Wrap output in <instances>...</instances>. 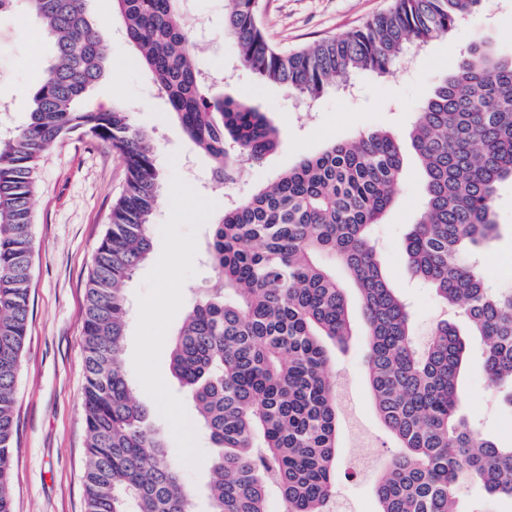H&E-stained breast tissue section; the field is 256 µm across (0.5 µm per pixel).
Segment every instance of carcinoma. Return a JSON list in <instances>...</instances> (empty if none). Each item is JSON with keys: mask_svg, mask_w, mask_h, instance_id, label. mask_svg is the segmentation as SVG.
I'll list each match as a JSON object with an SVG mask.
<instances>
[{"mask_svg": "<svg viewBox=\"0 0 512 512\" xmlns=\"http://www.w3.org/2000/svg\"><path fill=\"white\" fill-rule=\"evenodd\" d=\"M481 4L393 0L345 35L288 50L267 38L262 0H225L224 35L240 68L316 101L357 73H391ZM112 5L171 116L212 158L217 185L276 148L278 131L265 113L224 95L197 67L184 0ZM24 6L55 60L34 88L27 124L0 139V512H14L15 389L28 334L37 169L44 152L75 132L111 146L127 167L87 283L86 512H127L130 499L136 512H192L180 464L121 359L125 284L149 256L160 199L155 140L127 106L87 104L107 61L88 0ZM410 138L425 202L406 238L408 260L481 337L487 378L512 408V289L488 287L469 260L497 235L498 188L512 180V57L473 41L421 107ZM402 174L397 138L363 132L303 157L211 225L205 253L217 277L195 293L170 352L211 441L210 512H269L273 489L286 512H329L342 417L329 371L336 347L353 335L337 266L358 291L373 407L396 441L374 485L378 512H462L466 484L512 500V446L481 436L460 411L466 339L443 320L416 342L373 239Z\"/></svg>", "mask_w": 512, "mask_h": 512, "instance_id": "obj_1", "label": "carcinoma"}]
</instances>
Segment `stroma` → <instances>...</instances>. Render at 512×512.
I'll return each instance as SVG.
<instances>
[{
  "label": "stroma",
  "mask_w": 512,
  "mask_h": 512,
  "mask_svg": "<svg viewBox=\"0 0 512 512\" xmlns=\"http://www.w3.org/2000/svg\"><path fill=\"white\" fill-rule=\"evenodd\" d=\"M106 0H89L99 26L110 28L108 71L89 96L93 108L103 103L129 106L136 123L158 143L163 177L179 174L218 205L244 198L259 185L295 166L327 144L349 140L360 132H393L404 148V171L395 202L376 227L379 252L393 288L410 305L417 341H426L438 321H458L432 289L420 286L409 267L405 239L424 200L419 162L408 132L436 85L451 73L458 52L474 38H484L500 56H512V0H483L470 23L448 37L416 49L411 65L393 74L356 76L355 93L325 92L313 109L295 108L283 88L246 73L225 75L236 47L224 34V0H194L206 25L195 31L200 69L223 84L225 95L267 111L280 132L277 149L261 162L245 165L234 183L218 188L209 182L211 159L189 141L169 113L163 94L122 33V21L106 9ZM268 39L293 49L327 36H341L388 10L392 0H263ZM39 67H31L32 57ZM54 60L52 42L26 9L0 16V104L9 109V126L28 119L32 89L42 68ZM176 164H169L170 154ZM126 186L123 158L109 145L80 134L58 142L41 160L34 199L33 254L29 332L17 381L14 466L11 494L14 512H85L87 468L82 391L85 353L82 345L86 282L99 242L110 222L112 204ZM499 233L477 257L492 288L512 287V181L501 183L496 203ZM365 340L357 335L337 350L334 376L347 391L346 417L356 418L372 446L370 468L353 472L355 454L350 427L342 429L338 450L337 489L358 512H377L374 480L392 452V442L371 402L365 374ZM461 408L484 437L512 444V408L500 404L488 386L477 338H470L459 380Z\"/></svg>",
  "instance_id": "1"
}]
</instances>
